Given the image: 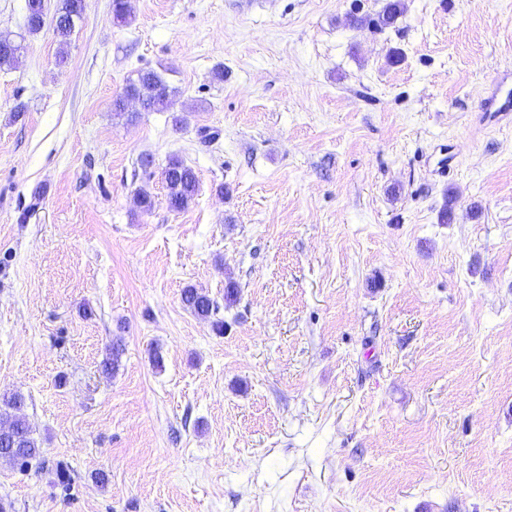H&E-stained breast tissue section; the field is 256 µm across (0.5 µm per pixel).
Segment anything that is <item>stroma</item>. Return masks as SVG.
Returning <instances> with one entry per match:
<instances>
[{
	"label": "stroma",
	"mask_w": 512,
	"mask_h": 512,
	"mask_svg": "<svg viewBox=\"0 0 512 512\" xmlns=\"http://www.w3.org/2000/svg\"><path fill=\"white\" fill-rule=\"evenodd\" d=\"M403 2L85 0L63 45L0 0L9 512H512V0ZM144 69L169 111L115 116ZM168 205L173 210H182L195 199L199 180L195 170L179 158H171L164 175ZM181 299L187 309L201 318H208L215 309L213 301L202 289L187 287ZM2 403L7 415L6 423L0 425V455L8 453L19 471L26 472L34 460L42 456L43 449L33 437L26 417L21 413L23 398L18 394L3 396Z\"/></svg>",
	"instance_id": "1"
}]
</instances>
